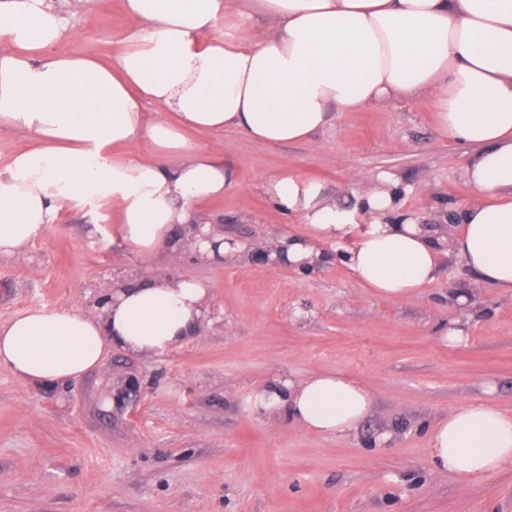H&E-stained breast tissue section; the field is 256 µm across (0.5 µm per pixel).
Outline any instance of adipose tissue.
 <instances>
[{"label":"adipose tissue","instance_id":"1","mask_svg":"<svg viewBox=\"0 0 512 512\" xmlns=\"http://www.w3.org/2000/svg\"><path fill=\"white\" fill-rule=\"evenodd\" d=\"M96 0H0V124L31 148L0 168V257L20 254L59 213L96 201L117 215L113 236L143 260L193 251L218 261L239 247L210 233L199 203L223 197L224 160L185 131L238 129L266 144L309 139L341 112L428 99L438 134L471 147L474 199L452 227L394 216L395 195L368 186L351 210L284 171L266 179L274 204L308 221L270 257L300 266L316 243L348 242L344 262L379 297H416L457 256L483 282L512 290V0H124L132 26L111 63L56 53L70 22ZM271 20L252 34L254 14ZM168 107L152 117L143 102ZM147 138L150 158L116 154ZM200 280L114 276L88 312L31 309L0 322V367L36 386L65 385L120 348L144 356L192 338L206 318ZM259 414L284 408L307 431L355 430L372 407L349 377L317 371L253 390ZM434 469L458 480L512 463V414L486 401L453 408L429 432Z\"/></svg>","mask_w":512,"mask_h":512}]
</instances>
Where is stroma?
I'll return each instance as SVG.
<instances>
[{
    "label": "stroma",
    "mask_w": 512,
    "mask_h": 512,
    "mask_svg": "<svg viewBox=\"0 0 512 512\" xmlns=\"http://www.w3.org/2000/svg\"><path fill=\"white\" fill-rule=\"evenodd\" d=\"M129 27L122 0H97L60 52L109 58ZM435 109L344 112L310 141L265 144L225 129L188 133L223 157L233 182L201 203L241 257L194 253L144 263L114 241L110 207L60 213L23 253L0 258V322L43 308L87 312L113 274L195 278L210 290L194 337L143 357L112 349L101 367L63 386L38 387L0 368V512H512V464L467 482L434 471L428 435L454 407L493 401L512 413V292L484 284L455 256L410 300L358 284L347 243L321 246L299 268L264 248L304 232L273 206L270 176L293 173L355 208V180L389 176L396 211L444 224L471 202L466 147L441 140ZM469 292L466 338L444 335L459 317L446 294ZM345 373L372 408L346 434L312 433L286 410L258 414L247 398L275 379Z\"/></svg>",
    "instance_id": "1"
}]
</instances>
